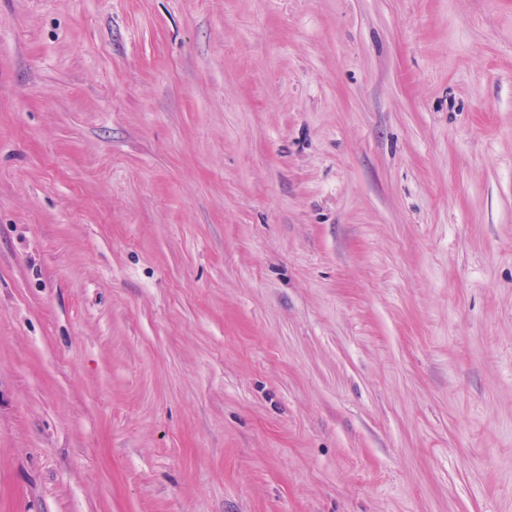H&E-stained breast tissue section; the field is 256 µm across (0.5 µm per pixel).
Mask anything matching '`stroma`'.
Instances as JSON below:
<instances>
[{"label": "stroma", "mask_w": 512, "mask_h": 512, "mask_svg": "<svg viewBox=\"0 0 512 512\" xmlns=\"http://www.w3.org/2000/svg\"><path fill=\"white\" fill-rule=\"evenodd\" d=\"M0 512H512V0H0Z\"/></svg>", "instance_id": "1"}]
</instances>
